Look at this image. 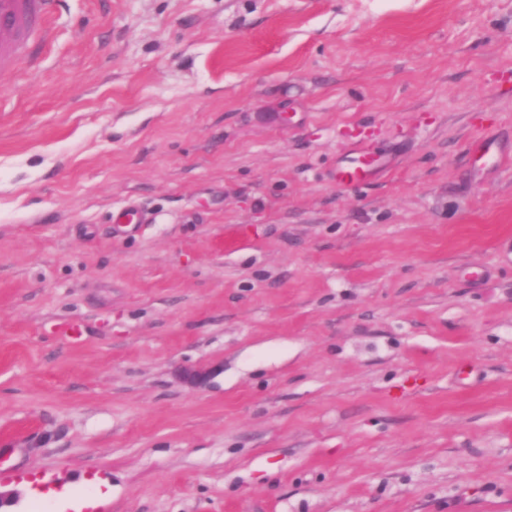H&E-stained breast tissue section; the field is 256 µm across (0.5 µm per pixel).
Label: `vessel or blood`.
Returning <instances> with one entry per match:
<instances>
[{
    "label": "vessel or blood",
    "mask_w": 512,
    "mask_h": 512,
    "mask_svg": "<svg viewBox=\"0 0 512 512\" xmlns=\"http://www.w3.org/2000/svg\"><path fill=\"white\" fill-rule=\"evenodd\" d=\"M61 0H0V74L29 55L34 37L58 12Z\"/></svg>",
    "instance_id": "vessel-or-blood-1"
}]
</instances>
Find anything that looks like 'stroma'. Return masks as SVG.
<instances>
[{"mask_svg": "<svg viewBox=\"0 0 512 512\" xmlns=\"http://www.w3.org/2000/svg\"><path fill=\"white\" fill-rule=\"evenodd\" d=\"M50 29L0 76V512H512V0Z\"/></svg>", "mask_w": 512, "mask_h": 512, "instance_id": "35a3bbf8", "label": "stroma"}]
</instances>
